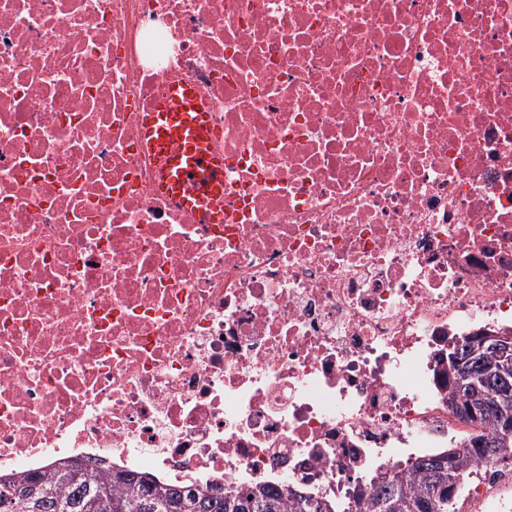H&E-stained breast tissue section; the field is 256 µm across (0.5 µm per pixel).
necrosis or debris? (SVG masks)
I'll use <instances>...</instances> for the list:
<instances>
[{
	"label": "necrosis or debris",
	"mask_w": 512,
	"mask_h": 512,
	"mask_svg": "<svg viewBox=\"0 0 512 512\" xmlns=\"http://www.w3.org/2000/svg\"><path fill=\"white\" fill-rule=\"evenodd\" d=\"M175 81L220 224L142 151ZM509 322L512 0H0V476L341 499L478 433L448 346Z\"/></svg>",
	"instance_id": "4bbe7bcc"
}]
</instances>
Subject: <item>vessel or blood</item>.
Segmentation results:
<instances>
[{"label": "vessel or blood", "instance_id": "b4317fda", "mask_svg": "<svg viewBox=\"0 0 512 512\" xmlns=\"http://www.w3.org/2000/svg\"><path fill=\"white\" fill-rule=\"evenodd\" d=\"M143 148L158 161V187L210 224L224 214V162L208 144L211 120L203 93L188 83L170 87L142 121Z\"/></svg>", "mask_w": 512, "mask_h": 512}]
</instances>
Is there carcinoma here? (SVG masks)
Instances as JSON below:
<instances>
[{
  "label": "carcinoma",
  "instance_id": "carcinoma-1",
  "mask_svg": "<svg viewBox=\"0 0 512 512\" xmlns=\"http://www.w3.org/2000/svg\"><path fill=\"white\" fill-rule=\"evenodd\" d=\"M449 353L465 361L476 387L459 390L454 371H448V404L468 422L466 408L487 407L480 422L484 433L464 439L448 451L425 456L401 469L358 478L344 499H333L298 484L284 490L262 487L221 493L215 487L169 488L148 475L93 472L66 464L0 481V512H455L457 493L448 490V472L461 481L477 461L512 460L498 452L504 433L499 427L494 397L508 384L488 373L489 355H469L458 343Z\"/></svg>",
  "mask_w": 512,
  "mask_h": 512
}]
</instances>
